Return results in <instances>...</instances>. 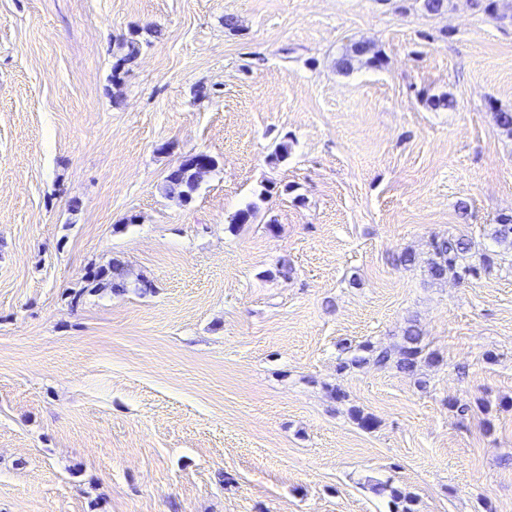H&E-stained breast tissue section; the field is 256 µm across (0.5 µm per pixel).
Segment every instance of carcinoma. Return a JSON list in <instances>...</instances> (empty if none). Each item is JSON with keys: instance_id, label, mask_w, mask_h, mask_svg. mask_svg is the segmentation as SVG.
I'll list each match as a JSON object with an SVG mask.
<instances>
[{"instance_id": "obj_1", "label": "carcinoma", "mask_w": 512, "mask_h": 512, "mask_svg": "<svg viewBox=\"0 0 512 512\" xmlns=\"http://www.w3.org/2000/svg\"><path fill=\"white\" fill-rule=\"evenodd\" d=\"M368 49L363 44L356 43L336 62L339 68H348L355 61L365 60V64L375 66L379 63L376 56H367ZM196 172L188 165L184 166L176 179L165 180V192L187 198L197 188ZM492 236L500 244L512 245V218L504 219L496 225ZM471 243L465 238H440L433 242L434 258L429 263V274L435 280L447 278L452 272L462 278L466 275L475 276L478 268L466 263ZM96 286L102 288L111 286L114 289L125 287L123 272L119 268L113 270L100 269L93 273ZM371 363L379 369L396 368L407 375H415L421 365L432 366L438 363L434 353L426 351L420 329L414 323L409 324L403 331L401 341L391 346H381L370 340L359 343L352 356L338 364V371H346L354 366ZM377 492H387L393 504V512H413L411 498L400 489L385 482L375 484Z\"/></svg>"}]
</instances>
